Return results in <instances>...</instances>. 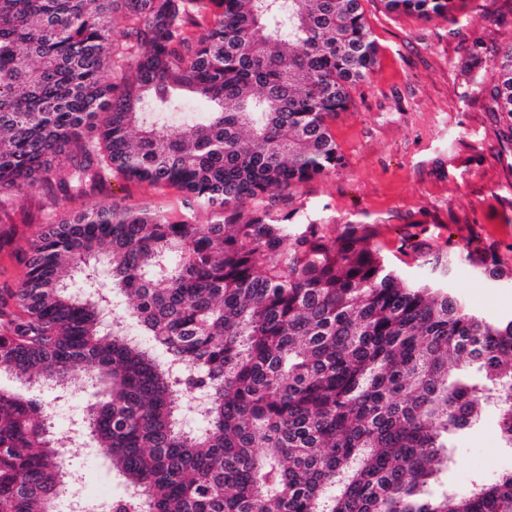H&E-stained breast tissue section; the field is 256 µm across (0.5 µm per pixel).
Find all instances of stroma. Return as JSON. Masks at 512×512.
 Instances as JSON below:
<instances>
[{
	"label": "stroma",
	"instance_id": "35a3bbf8",
	"mask_svg": "<svg viewBox=\"0 0 512 512\" xmlns=\"http://www.w3.org/2000/svg\"><path fill=\"white\" fill-rule=\"evenodd\" d=\"M362 8L377 57L352 89L349 108L327 120L341 163L291 194L272 190L237 210L247 216L269 207L299 225H324L333 237L346 225H364L406 280L430 277L432 258L452 259L443 281L468 309L488 319L510 315L512 118L491 111L484 90L493 83L498 49L512 40V0H455L429 22L389 11L383 0H362ZM96 198L152 206L176 220L185 212L179 190L121 177L109 179ZM86 204L40 181L28 186L0 215V288L25 279L22 256L49 213ZM466 245L500 277L458 259ZM497 415V405L488 403L479 425L449 437L431 494L463 493L512 469ZM70 463L84 471L92 491L126 497L127 485L101 449H73Z\"/></svg>",
	"mask_w": 512,
	"mask_h": 512
}]
</instances>
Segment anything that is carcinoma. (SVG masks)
Here are the masks:
<instances>
[{
	"mask_svg": "<svg viewBox=\"0 0 512 512\" xmlns=\"http://www.w3.org/2000/svg\"><path fill=\"white\" fill-rule=\"evenodd\" d=\"M114 2L0 0V210L37 179L67 200L120 176L218 219L111 201L46 225L0 289V372L97 381L77 429L146 495L113 512H512V471L426 495L492 397L512 447V316L405 281L355 224L228 212L339 163L326 120L376 56L361 0H121L118 31ZM489 96L512 117V40ZM70 469L45 405L0 391V512H57Z\"/></svg>",
	"mask_w": 512,
	"mask_h": 512,
	"instance_id": "1",
	"label": "carcinoma"
}]
</instances>
